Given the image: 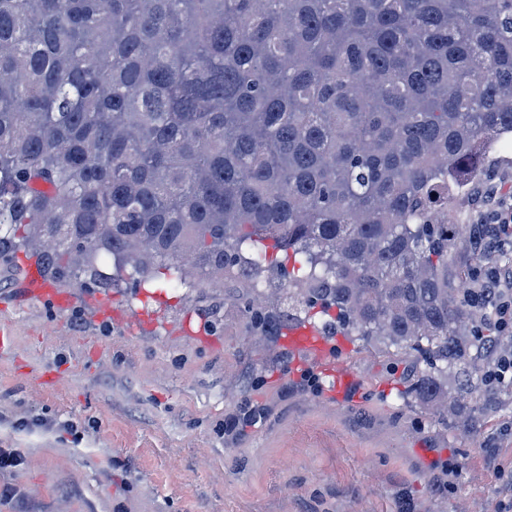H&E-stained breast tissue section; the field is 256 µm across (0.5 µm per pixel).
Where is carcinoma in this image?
Instances as JSON below:
<instances>
[{"mask_svg": "<svg viewBox=\"0 0 512 512\" xmlns=\"http://www.w3.org/2000/svg\"><path fill=\"white\" fill-rule=\"evenodd\" d=\"M507 133L512 0H0L1 264L239 284L254 336L320 316L410 361L446 433L512 403L451 219Z\"/></svg>", "mask_w": 512, "mask_h": 512, "instance_id": "carcinoma-1", "label": "carcinoma"}]
</instances>
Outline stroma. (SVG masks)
Returning a JSON list of instances; mask_svg holds the SVG:
<instances>
[{"label":"stroma","mask_w":512,"mask_h":512,"mask_svg":"<svg viewBox=\"0 0 512 512\" xmlns=\"http://www.w3.org/2000/svg\"><path fill=\"white\" fill-rule=\"evenodd\" d=\"M21 266L0 267V448L24 463L0 487L37 512H494L504 492L511 406L445 435L354 337L293 353L209 288L74 286L59 309ZM335 369L357 380L341 398ZM247 404L263 417L226 436Z\"/></svg>","instance_id":"obj_1"}]
</instances>
